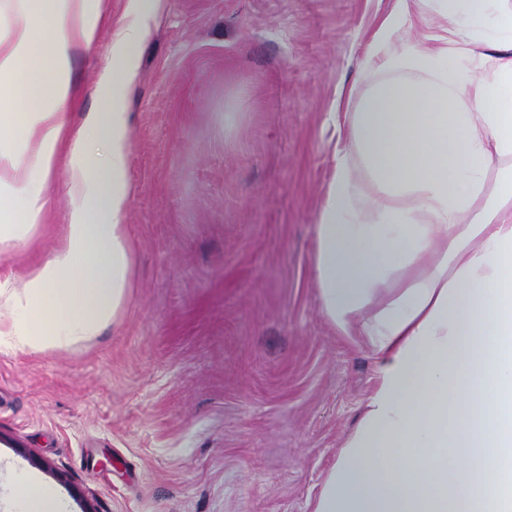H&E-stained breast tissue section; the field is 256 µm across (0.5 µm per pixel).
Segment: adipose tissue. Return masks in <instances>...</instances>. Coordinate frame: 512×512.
Segmentation results:
<instances>
[{
	"label": "adipose tissue",
	"instance_id": "adipose-tissue-1",
	"mask_svg": "<svg viewBox=\"0 0 512 512\" xmlns=\"http://www.w3.org/2000/svg\"><path fill=\"white\" fill-rule=\"evenodd\" d=\"M0 13V252L30 238L67 175L61 244L23 287L0 286V345L67 350L116 324L132 288L125 222L131 115L123 94L166 0H129L97 71L101 103L72 123L76 50L97 45L109 0H17ZM461 56L398 44L387 20L363 59L391 70L346 113L315 224L319 309L375 361L356 432L311 512H512V0H432ZM51 69L30 110L15 76ZM484 475L476 477L474 465ZM0 512H66L38 475L9 467Z\"/></svg>",
	"mask_w": 512,
	"mask_h": 512
}]
</instances>
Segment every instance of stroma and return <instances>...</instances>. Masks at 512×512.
<instances>
[{"label": "stroma", "instance_id": "obj_1", "mask_svg": "<svg viewBox=\"0 0 512 512\" xmlns=\"http://www.w3.org/2000/svg\"><path fill=\"white\" fill-rule=\"evenodd\" d=\"M112 0L69 77L82 120L124 25ZM398 0H167L125 96L132 295L116 325L50 354L0 346V466L40 473L70 512H308L374 384L361 342L317 300L314 223L343 115L385 73L362 68ZM398 37L452 46L424 0ZM27 241L22 286L60 243L64 173Z\"/></svg>", "mask_w": 512, "mask_h": 512}]
</instances>
